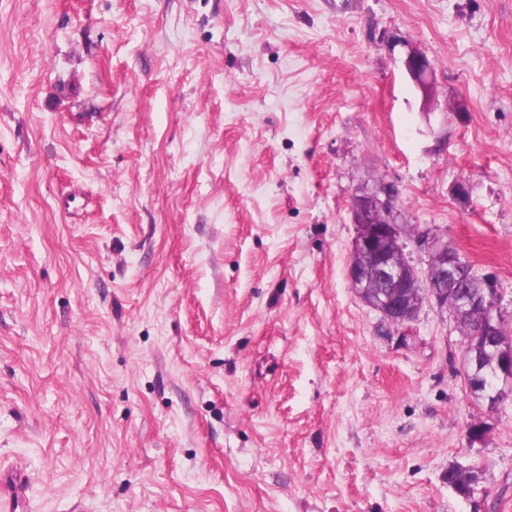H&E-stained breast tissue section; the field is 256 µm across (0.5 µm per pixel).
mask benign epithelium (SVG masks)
Returning <instances> with one entry per match:
<instances>
[{
  "instance_id": "1",
  "label": "benign epithelium",
  "mask_w": 512,
  "mask_h": 512,
  "mask_svg": "<svg viewBox=\"0 0 512 512\" xmlns=\"http://www.w3.org/2000/svg\"><path fill=\"white\" fill-rule=\"evenodd\" d=\"M390 49L398 51L407 78L422 93L423 100L434 96L435 67L428 55L413 42L398 36L388 37ZM395 193L388 184L358 194L350 204V220L356 236L351 250L348 278L357 297L379 312L396 328H407L414 321L424 300H432L449 313L456 327L473 316L479 328L470 344L497 355L495 380L512 384V335L504 327L500 312L499 282L491 273L470 269L457 249L442 235L424 230L417 235L426 245L430 262L425 278H420L406 260L400 239L403 225L395 219ZM482 363L470 349L463 354V371L468 385L482 381Z\"/></svg>"
}]
</instances>
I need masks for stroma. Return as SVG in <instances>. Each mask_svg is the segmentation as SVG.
I'll return each mask as SVG.
<instances>
[{
  "label": "stroma",
  "instance_id": "obj_1",
  "mask_svg": "<svg viewBox=\"0 0 512 512\" xmlns=\"http://www.w3.org/2000/svg\"><path fill=\"white\" fill-rule=\"evenodd\" d=\"M391 34L433 61V110ZM378 183L411 264L414 230L445 235L512 330V0H0L22 512H473L454 462L512 512V397L473 402L435 305L404 334L350 286Z\"/></svg>",
  "mask_w": 512,
  "mask_h": 512
}]
</instances>
